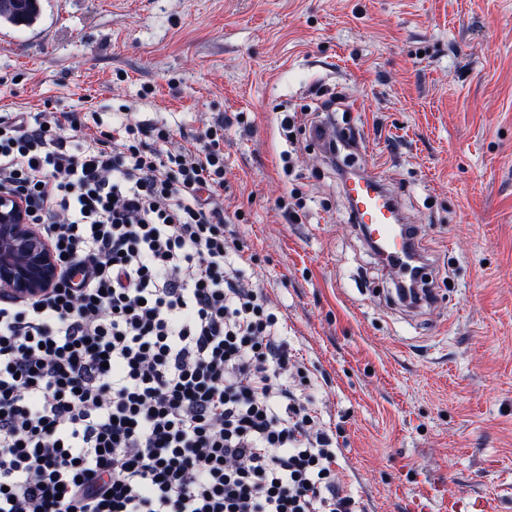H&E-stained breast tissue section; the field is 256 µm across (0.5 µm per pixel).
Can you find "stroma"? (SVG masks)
I'll return each instance as SVG.
<instances>
[{"instance_id":"obj_1","label":"stroma","mask_w":512,"mask_h":512,"mask_svg":"<svg viewBox=\"0 0 512 512\" xmlns=\"http://www.w3.org/2000/svg\"><path fill=\"white\" fill-rule=\"evenodd\" d=\"M326 99L421 227L432 307L350 222ZM85 103L185 147L226 123L224 223L359 512H512V0H43L0 25V109Z\"/></svg>"}]
</instances>
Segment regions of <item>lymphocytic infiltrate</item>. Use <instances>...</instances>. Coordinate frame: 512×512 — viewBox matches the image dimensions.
<instances>
[{
    "mask_svg": "<svg viewBox=\"0 0 512 512\" xmlns=\"http://www.w3.org/2000/svg\"><path fill=\"white\" fill-rule=\"evenodd\" d=\"M172 140L0 113V192L60 262L47 293L0 297V512H356L225 234L224 128Z\"/></svg>",
    "mask_w": 512,
    "mask_h": 512,
    "instance_id": "obj_1",
    "label": "lymphocytic infiltrate"
}]
</instances>
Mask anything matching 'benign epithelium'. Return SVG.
I'll return each instance as SVG.
<instances>
[{
    "label": "benign epithelium",
    "instance_id": "7a95c632",
    "mask_svg": "<svg viewBox=\"0 0 512 512\" xmlns=\"http://www.w3.org/2000/svg\"><path fill=\"white\" fill-rule=\"evenodd\" d=\"M28 213L21 193H0V295L18 301L48 292L60 272L51 245L29 223Z\"/></svg>",
    "mask_w": 512,
    "mask_h": 512
}]
</instances>
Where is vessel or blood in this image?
<instances>
[{"label": "vessel or blood", "mask_w": 512, "mask_h": 512, "mask_svg": "<svg viewBox=\"0 0 512 512\" xmlns=\"http://www.w3.org/2000/svg\"><path fill=\"white\" fill-rule=\"evenodd\" d=\"M343 190L353 223L380 246L383 262L395 277H405L410 269V258L404 219L380 176L369 172L348 177Z\"/></svg>", "instance_id": "obj_1"}]
</instances>
